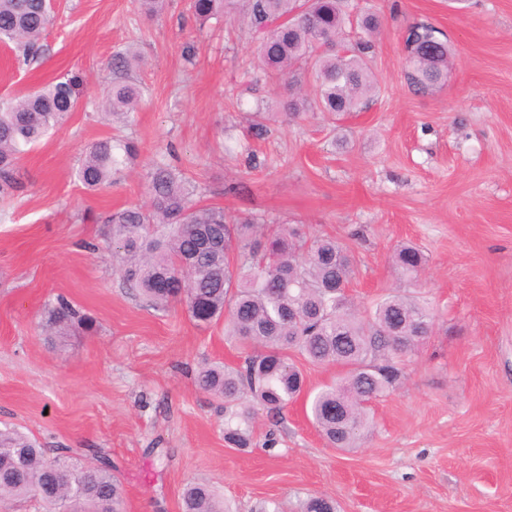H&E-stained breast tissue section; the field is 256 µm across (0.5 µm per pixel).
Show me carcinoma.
Here are the masks:
<instances>
[{
	"instance_id": "1",
	"label": "carcinoma",
	"mask_w": 512,
	"mask_h": 512,
	"mask_svg": "<svg viewBox=\"0 0 512 512\" xmlns=\"http://www.w3.org/2000/svg\"><path fill=\"white\" fill-rule=\"evenodd\" d=\"M206 24L237 12L258 34L257 59L285 82L282 111L271 117L296 120L310 112H356L374 96L371 36L382 17L351 0H191ZM53 20V0H0V42L16 46L23 61L34 57ZM428 23L405 32L415 92L429 91L448 76V42ZM137 63L131 50L112 56L115 80L101 93L105 118L129 126L142 103L139 86L126 79ZM309 72L315 95L301 93L298 76ZM83 90L75 77H60L25 95L0 100V196L20 188L17 165L50 131L61 127ZM130 141L110 138L86 151L77 178L90 191L112 184V171L131 157ZM149 201L117 209L104 223L117 271L154 306H186L200 325L224 322V334L250 348L237 367L202 366L198 388L224 400V441L250 445L257 409L279 414L306 396L308 417L334 448H356L374 427L369 403L392 391L415 346L433 331L434 314L406 290L389 292L363 310L346 293L355 275L347 247L334 237L310 238L300 224H261L253 216L232 217L224 208L201 205L195 186L171 164L150 175ZM423 256L410 244L393 256L400 279L416 281ZM162 279L169 287L156 288ZM75 325L92 327L60 296L43 330L65 336ZM336 366L340 375L317 389L292 358ZM40 501L46 512H123V485L106 456L94 462L67 456L47 462L36 440L16 429H0V500L21 505ZM181 512H228L206 484L181 494ZM298 512H336V503L310 495Z\"/></svg>"
}]
</instances>
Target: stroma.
<instances>
[{"instance_id":"stroma-1","label":"stroma","mask_w":512,"mask_h":512,"mask_svg":"<svg viewBox=\"0 0 512 512\" xmlns=\"http://www.w3.org/2000/svg\"><path fill=\"white\" fill-rule=\"evenodd\" d=\"M367 2L383 17L373 101L274 123L260 138L252 114L278 111L282 85L259 68L245 24H199L190 0H169L159 19L136 0H54L40 59L17 65L0 43V98L63 75L84 87L66 123L20 159V189L0 197V428L33 435L49 462L68 448L112 459L123 512H180L189 483L212 486L234 512L269 499L294 512L313 493L339 512H512V0ZM413 22L453 51L447 80L419 94L402 40ZM126 49L144 60L131 72L144 97L130 127L98 109L112 55ZM110 137L137 152L110 187L88 192L76 171ZM159 163L177 166L201 203L336 237L360 306L398 287L397 245L422 250L414 291L437 324L402 383L372 402L375 428L359 448L329 447L300 401L278 419L258 412L247 450L225 443L224 404L194 375L242 363L243 350L223 324L199 326L183 305L160 310L129 288L101 222L147 202ZM59 295L94 329L42 335Z\"/></svg>"}]
</instances>
